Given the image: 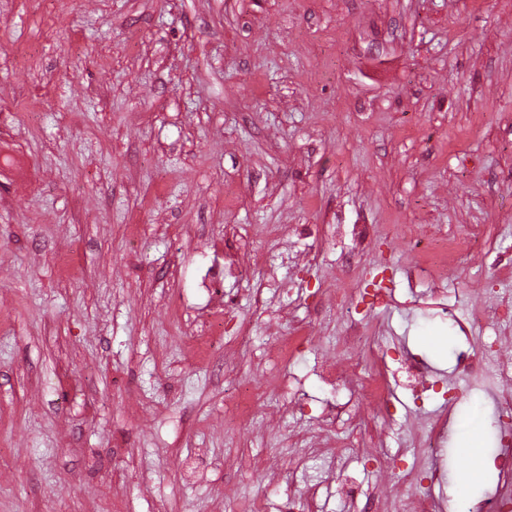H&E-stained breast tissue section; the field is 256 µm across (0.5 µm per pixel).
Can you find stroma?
<instances>
[{"instance_id":"35a3bbf8","label":"stroma","mask_w":512,"mask_h":512,"mask_svg":"<svg viewBox=\"0 0 512 512\" xmlns=\"http://www.w3.org/2000/svg\"><path fill=\"white\" fill-rule=\"evenodd\" d=\"M433 233L464 244L449 269ZM509 265L512 0H0V512H284L309 482L324 512H373L443 416L481 477L459 484V454L429 494L480 502L497 371L460 380L455 357L512 336ZM352 314L389 417L318 372ZM410 356L436 382L419 399ZM341 403L372 453L322 451Z\"/></svg>"}]
</instances>
